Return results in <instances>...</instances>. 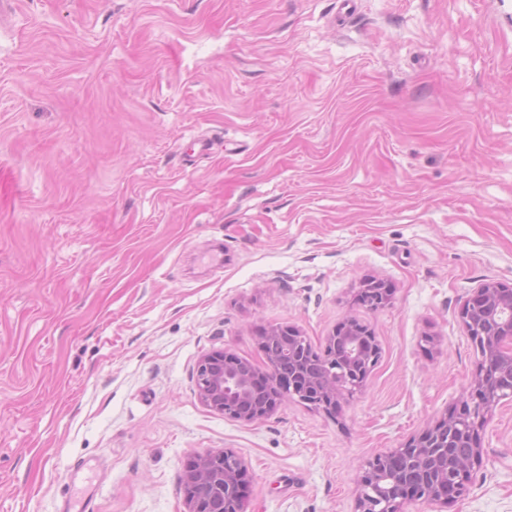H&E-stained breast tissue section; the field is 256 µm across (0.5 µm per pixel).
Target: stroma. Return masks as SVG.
Segmentation results:
<instances>
[{"label": "stroma", "instance_id": "35a3bbf8", "mask_svg": "<svg viewBox=\"0 0 512 512\" xmlns=\"http://www.w3.org/2000/svg\"><path fill=\"white\" fill-rule=\"evenodd\" d=\"M0 25V512H185L208 449L247 512H358L375 454L458 407L459 318L512 287V0H16ZM392 290L359 305L363 282ZM380 358L330 415L244 423L200 358L263 330ZM512 512V402L463 494Z\"/></svg>", "mask_w": 512, "mask_h": 512}]
</instances>
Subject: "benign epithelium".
I'll return each instance as SVG.
<instances>
[{
    "instance_id": "obj_1",
    "label": "benign epithelium",
    "mask_w": 512,
    "mask_h": 512,
    "mask_svg": "<svg viewBox=\"0 0 512 512\" xmlns=\"http://www.w3.org/2000/svg\"><path fill=\"white\" fill-rule=\"evenodd\" d=\"M390 294L381 283L369 282L356 301L378 309ZM460 319L478 352L473 385L460 406L434 426L367 462L359 481V512H403L407 501L446 504L460 496L480 455L479 428L502 401H512V287L487 282L473 289ZM261 346L264 371L222 349L203 355L197 366L200 399L246 423L268 417L294 397L332 415L340 399L361 390L380 357L371 331L355 317L327 337L320 373L311 368L316 352L292 326L264 331ZM184 480L186 512H246L247 469L233 452L194 455Z\"/></svg>"
}]
</instances>
